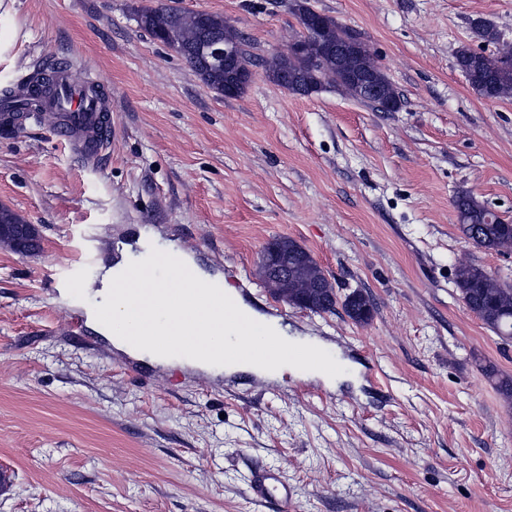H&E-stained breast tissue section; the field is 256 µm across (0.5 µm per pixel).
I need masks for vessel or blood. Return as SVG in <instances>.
I'll use <instances>...</instances> for the list:
<instances>
[{"instance_id":"b4317fda","label":"vessel or blood","mask_w":512,"mask_h":512,"mask_svg":"<svg viewBox=\"0 0 512 512\" xmlns=\"http://www.w3.org/2000/svg\"><path fill=\"white\" fill-rule=\"evenodd\" d=\"M71 68L70 62L62 63L57 73V83L42 99L41 105L43 109L63 117L71 138L79 140L87 159L93 160L104 147L103 141L96 136V126L103 114L111 112L112 102L93 98L85 85L72 83ZM250 488L259 499L288 492L287 485L268 469L253 473Z\"/></svg>"}]
</instances>
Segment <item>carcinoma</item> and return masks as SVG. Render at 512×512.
Listing matches in <instances>:
<instances>
[{"label":"carcinoma","mask_w":512,"mask_h":512,"mask_svg":"<svg viewBox=\"0 0 512 512\" xmlns=\"http://www.w3.org/2000/svg\"><path fill=\"white\" fill-rule=\"evenodd\" d=\"M139 28L155 38L165 41L197 73L203 85L219 94L224 93L228 81L224 61L213 56L209 45L219 42L232 44L237 49L239 62L256 65L247 49L245 39L224 22V17L202 11H188L170 4L146 6L136 13ZM352 28L341 25L333 18L321 22L314 36L300 55L280 52L263 61L268 77L274 84L286 77L290 91L309 95L327 86L358 99L356 88L345 78L336 61L330 57L311 63L324 47H338L351 38ZM456 66L471 88L488 99L512 97V47L502 46L498 53L487 55L468 46H461L455 54ZM352 68L368 72L378 89L375 102L385 101L400 106L401 99L383 70L375 63L365 42L360 41L348 60ZM55 64L37 69L23 84L21 93L7 88L3 101L16 102L15 108L3 111L4 127L15 126L16 117L26 112H38L39 104L32 92L41 88L52 89ZM458 213L459 229L465 239L475 247L497 253L512 252V223L497 216L484 203L470 194L457 196L454 201ZM455 283L466 308L484 325L500 336L512 338V285L500 282L482 267L462 262L455 269ZM349 318L359 324L368 323L373 315L370 297L360 292L343 304Z\"/></svg>","instance_id":"carcinoma-1"}]
</instances>
